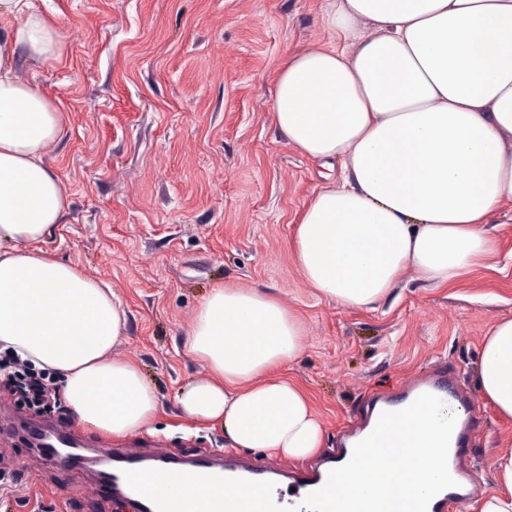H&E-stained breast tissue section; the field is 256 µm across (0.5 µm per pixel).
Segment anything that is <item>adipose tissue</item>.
<instances>
[{
  "instance_id": "obj_1",
  "label": "adipose tissue",
  "mask_w": 512,
  "mask_h": 512,
  "mask_svg": "<svg viewBox=\"0 0 512 512\" xmlns=\"http://www.w3.org/2000/svg\"><path fill=\"white\" fill-rule=\"evenodd\" d=\"M0 351L56 376L78 421L122 437L157 415L155 390L113 359L126 312L110 288L41 244L70 206L43 162L64 134L57 101L15 73L19 54L60 59L64 36L29 0H0ZM335 41L279 69L274 122L304 156L340 162V184L318 192L292 246L325 298L361 308L407 267L435 285L467 273L493 247L487 222L512 202V0H325ZM184 347L209 378L177 402L216 423L235 448L305 459L324 431L304 392L274 370L303 351L296 316L251 288L213 289ZM478 383L512 419V318L486 336Z\"/></svg>"
}]
</instances>
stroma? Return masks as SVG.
<instances>
[{
    "mask_svg": "<svg viewBox=\"0 0 512 512\" xmlns=\"http://www.w3.org/2000/svg\"><path fill=\"white\" fill-rule=\"evenodd\" d=\"M57 24L65 52L17 74L62 105L67 131L45 163L70 198L43 250L105 282L127 313L112 351L155 389L151 431L112 438L70 411L49 421L101 448L163 440L172 455L223 449L216 426L179 415L176 396L208 377L183 348L200 302L221 286L266 291L295 314L304 350L280 376L308 396L324 429L320 456L342 447L371 401L394 399L405 379L445 367L473 394L481 422L466 453L480 512L500 492L493 463L512 445L478 384L481 346L512 317V204L488 230L494 251L454 283L408 268L364 308L321 297L304 278L292 240L315 195L338 181L278 130L275 78L287 56L331 43L324 0H31ZM0 512H126L100 495L88 470L35 461L0 495Z\"/></svg>",
    "mask_w": 512,
    "mask_h": 512,
    "instance_id": "stroma-1",
    "label": "stroma"
}]
</instances>
